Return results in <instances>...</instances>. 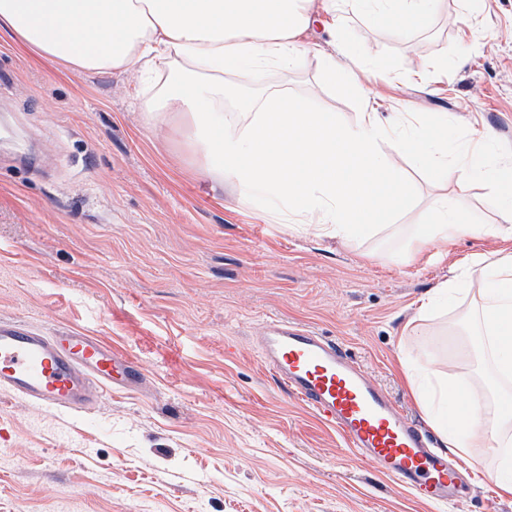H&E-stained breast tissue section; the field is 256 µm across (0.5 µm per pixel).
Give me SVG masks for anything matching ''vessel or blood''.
Returning a JSON list of instances; mask_svg holds the SVG:
<instances>
[{
  "label": "vessel or blood",
  "mask_w": 512,
  "mask_h": 512,
  "mask_svg": "<svg viewBox=\"0 0 512 512\" xmlns=\"http://www.w3.org/2000/svg\"><path fill=\"white\" fill-rule=\"evenodd\" d=\"M262 357L287 393L335 427L361 460L436 505L455 497L463 475L335 340L276 319L265 324ZM147 377L130 354L77 330L46 333L0 318V388L64 413L90 412L101 390H136Z\"/></svg>",
  "instance_id": "obj_1"
}]
</instances>
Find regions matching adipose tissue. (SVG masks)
I'll use <instances>...</instances> for the list:
<instances>
[{
    "label": "adipose tissue",
    "mask_w": 512,
    "mask_h": 512,
    "mask_svg": "<svg viewBox=\"0 0 512 512\" xmlns=\"http://www.w3.org/2000/svg\"><path fill=\"white\" fill-rule=\"evenodd\" d=\"M439 0H0V35L69 71L125 70L159 79L142 99L146 123L179 116L200 174L213 188L232 187L241 203L260 204L291 232L349 242L397 233L410 206L394 156L429 169L435 190L424 223L410 227L406 248L418 257L471 236L501 240L473 253L423 299L420 314L448 304L469 311L453 333L475 356L482 395L451 374L398 361L417 388L427 422L461 458L492 446L501 496L512 498V160L495 138L449 142L440 120L398 113L383 120L371 105L355 119L314 112L287 91L243 89L266 70L300 68L299 38L315 9H349L397 32L422 25ZM492 190L497 215L486 224L465 214L461 193Z\"/></svg>",
    "instance_id": "ef3b65f1"
}]
</instances>
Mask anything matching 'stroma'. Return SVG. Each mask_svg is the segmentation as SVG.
Listing matches in <instances>:
<instances>
[{
    "label": "stroma",
    "instance_id": "35a3bbf8",
    "mask_svg": "<svg viewBox=\"0 0 512 512\" xmlns=\"http://www.w3.org/2000/svg\"><path fill=\"white\" fill-rule=\"evenodd\" d=\"M488 29L491 39L475 42ZM300 69L265 73L318 109L355 118L364 100L382 118L435 113L449 140L492 131L512 156V0H441L402 34L351 12ZM384 63L396 86L361 74L320 82L337 41ZM428 72L419 85L414 73ZM137 71L68 73L0 36V317L50 333L88 330L136 357L149 382L64 414L0 389V512H512L499 495L495 451L474 448V484L434 505L357 460L336 428L288 394L261 359L260 326L285 318L345 345L415 421L423 415L397 373L398 356L436 354L439 371L471 378L456 337L459 307L403 336L450 267L496 248L458 237L444 255L408 260L398 241L344 243L288 232L257 207L213 191L176 119L144 124ZM420 221L429 173L398 159Z\"/></svg>",
    "mask_w": 512,
    "mask_h": 512
}]
</instances>
